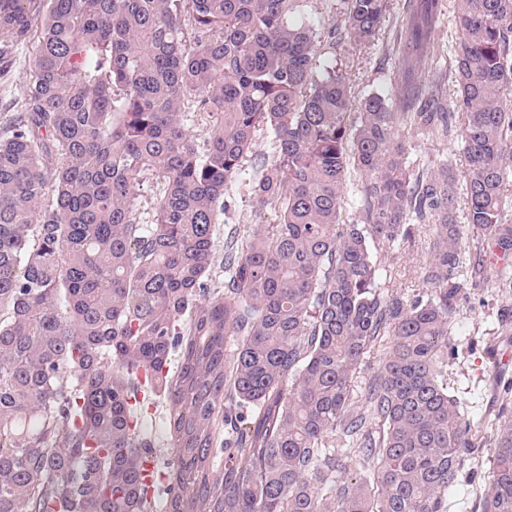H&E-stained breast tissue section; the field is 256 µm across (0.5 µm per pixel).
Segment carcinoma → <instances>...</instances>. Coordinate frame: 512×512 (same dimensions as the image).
<instances>
[{
    "label": "carcinoma",
    "mask_w": 512,
    "mask_h": 512,
    "mask_svg": "<svg viewBox=\"0 0 512 512\" xmlns=\"http://www.w3.org/2000/svg\"><path fill=\"white\" fill-rule=\"evenodd\" d=\"M343 2L327 38L375 44L389 0ZM452 2L448 71L418 80L447 0H406L393 93L360 97L317 65L300 0H0V76L35 44L0 127V512H186L180 476L141 483L156 450L140 417L160 401L180 463L224 452L222 512H448L477 447L440 369L460 276L492 269L512 293V0ZM260 132L257 222L224 237L210 288L218 213ZM453 135L463 171L413 168V141ZM416 224L427 292L407 304L370 244H410ZM492 429L475 512H512V396ZM384 358L383 349H376L368 354L354 375L353 388L360 394L368 385L369 381L380 371Z\"/></svg>",
    "instance_id": "obj_1"
}]
</instances>
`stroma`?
<instances>
[{
    "label": "stroma",
    "mask_w": 512,
    "mask_h": 512,
    "mask_svg": "<svg viewBox=\"0 0 512 512\" xmlns=\"http://www.w3.org/2000/svg\"><path fill=\"white\" fill-rule=\"evenodd\" d=\"M34 55L33 47H26L7 78L0 79V124L14 113L20 101L27 76V67ZM392 64L386 53L385 40H378L367 48L358 67L347 70L346 76L356 92L363 95H390ZM245 179L231 186L229 195L233 207L221 216V234L214 242L216 261L224 259L222 233L229 227L246 229L255 212V204L246 179L254 175V168H247ZM372 252L379 268V284L385 293L409 301L424 295L420 268L427 260V237L419 235L410 247L411 261L405 275H397L395 262L399 251L387 245H373ZM512 308V296L499 292L493 279H486L476 288H465L458 312L452 324L451 341L457 349L449 360L444 377L448 390L464 405L472 427L478 436L490 434V419L498 411L500 392L512 380V362H502L504 350H512V335H504L501 325L503 309ZM479 460L477 476L462 475L459 482L448 491V512H474L480 498L489 487L488 472L494 451L492 448L476 449Z\"/></svg>",
    "instance_id": "obj_1"
}]
</instances>
